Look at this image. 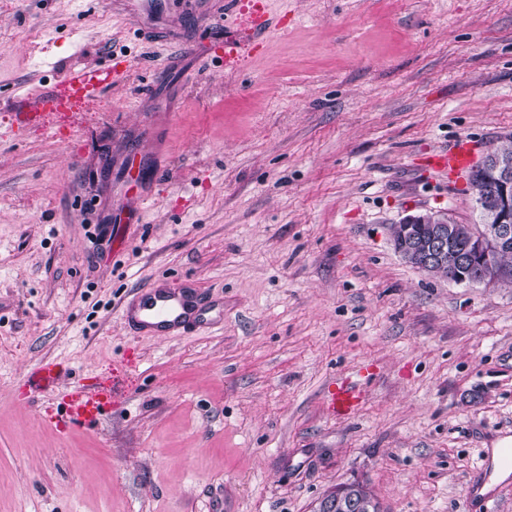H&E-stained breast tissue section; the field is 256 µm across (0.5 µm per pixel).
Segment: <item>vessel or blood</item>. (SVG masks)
<instances>
[{
  "label": "vessel or blood",
  "mask_w": 512,
  "mask_h": 512,
  "mask_svg": "<svg viewBox=\"0 0 512 512\" xmlns=\"http://www.w3.org/2000/svg\"><path fill=\"white\" fill-rule=\"evenodd\" d=\"M224 11L234 16L249 30L248 40L228 36L224 41L207 46L208 54L219 58L229 69H238L257 58L264 47L261 39L269 27L267 0H224ZM123 59L113 58L108 66H69L61 78L42 91L34 109H27L25 100L13 101L10 110L11 127L22 133L36 128L52 136H59L73 125L74 116L94 111L109 87L122 75ZM472 162L464 145L458 144L445 152L433 155L436 170L463 171ZM208 296L188 284L176 287L157 283L135 292L122 307V317L128 328L136 333L156 336H177L221 324L223 315ZM65 367L54 360L37 362L26 374L24 385L32 389L61 387L59 402L47 408L45 420L56 428L69 430L89 428L104 419L114 408L113 395L95 379L65 382ZM368 392L357 383L340 378L328 391L327 411L340 417L355 416ZM512 469V448H499L485 452L479 471L480 480L471 481L466 488L467 497L478 495L483 483L489 482L495 470Z\"/></svg>",
  "instance_id": "obj_1"
}]
</instances>
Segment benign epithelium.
<instances>
[{
  "instance_id": "obj_1",
  "label": "benign epithelium",
  "mask_w": 512,
  "mask_h": 512,
  "mask_svg": "<svg viewBox=\"0 0 512 512\" xmlns=\"http://www.w3.org/2000/svg\"><path fill=\"white\" fill-rule=\"evenodd\" d=\"M483 166L495 175L499 193L487 197L474 193L475 208L492 214L495 223L486 224L469 236L463 250L448 263V236L457 235L454 224L443 214L429 212L409 215L400 221L405 230L417 224L429 225L430 235L423 242L410 236L392 238L395 250L406 261L412 259L422 271L434 265L448 264V281L458 285L497 286L512 278V268L497 262L500 245L512 239V157L502 152H488Z\"/></svg>"
}]
</instances>
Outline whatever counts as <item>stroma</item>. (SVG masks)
Segmentation results:
<instances>
[{
  "mask_svg": "<svg viewBox=\"0 0 512 512\" xmlns=\"http://www.w3.org/2000/svg\"><path fill=\"white\" fill-rule=\"evenodd\" d=\"M269 8L264 55L229 72L162 35L240 36L220 0L141 28L112 0H0V103L130 61L71 135L0 116V512H312L352 482L383 512H483L465 486L512 437V288L430 277L390 227L478 223L466 179L421 161L512 136V0ZM134 156L153 199L128 224ZM158 279L223 302V327L132 335L121 303ZM47 358L117 381L119 407L49 426L54 391L23 399ZM367 364L358 415L331 417L328 385Z\"/></svg>",
  "mask_w": 512,
  "mask_h": 512,
  "instance_id": "obj_1",
  "label": "stroma"
}]
</instances>
